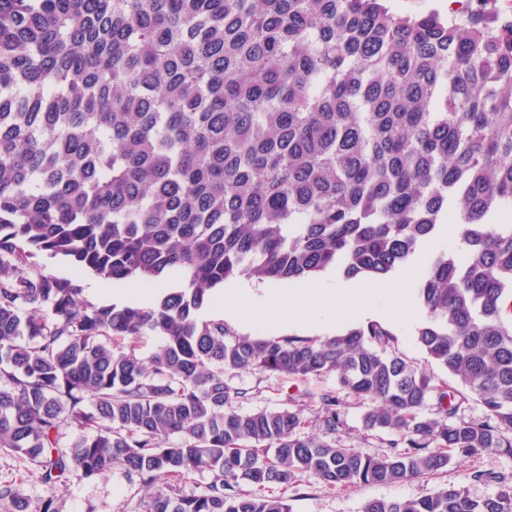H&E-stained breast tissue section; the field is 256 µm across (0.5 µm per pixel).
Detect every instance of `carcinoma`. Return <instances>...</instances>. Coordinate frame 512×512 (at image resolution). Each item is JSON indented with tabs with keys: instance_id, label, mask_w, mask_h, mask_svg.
I'll return each mask as SVG.
<instances>
[{
	"instance_id": "carcinoma-1",
	"label": "carcinoma",
	"mask_w": 512,
	"mask_h": 512,
	"mask_svg": "<svg viewBox=\"0 0 512 512\" xmlns=\"http://www.w3.org/2000/svg\"><path fill=\"white\" fill-rule=\"evenodd\" d=\"M505 204L512 21L386 0H0V449L45 483L119 465L154 489L148 512H292L275 489L307 477L348 489L512 455V225L488 223ZM450 212L464 256L427 266L416 336L461 391L376 323L316 341L197 318L235 277H385ZM40 255L74 276L44 274ZM84 270L112 284L176 271L182 287L96 305ZM149 333L161 345L147 362L112 348ZM246 369L335 375L389 452L314 436L299 410L238 412L249 391L224 374ZM309 397L324 434L345 428L336 393ZM472 401L484 414L467 420ZM197 471L210 474L198 494L161 485ZM470 479L498 491L363 512H512V475ZM5 499L59 512L1 484ZM388 4L392 10L401 14L437 13L448 17V0H389Z\"/></svg>"
}]
</instances>
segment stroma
Listing matches in <instances>:
<instances>
[{
	"mask_svg": "<svg viewBox=\"0 0 512 512\" xmlns=\"http://www.w3.org/2000/svg\"><path fill=\"white\" fill-rule=\"evenodd\" d=\"M459 248L458 239L445 228L434 241L425 244L412 261L398 267L392 274V280L405 288L408 306L402 317L382 322L383 327L394 335L398 352L436 380L446 381L453 387L457 386V379L449 377L417 342L415 329L423 321L425 314L416 300V287L431 257L442 251H456ZM343 283V277L332 269L307 282L276 286L269 283L259 284L255 293L243 301L242 311L248 316L244 322L224 319L220 310L222 294L217 291L199 311L198 317L203 321H223L227 331L236 336H299L323 340L343 334L359 323L358 309L344 306L333 314L319 313L321 326L317 329L285 321L276 323L268 316L265 294L272 290L284 295L297 294L310 303L313 302L316 292L336 289ZM225 379L232 386L249 389L251 397L242 403V411L298 409L307 418L310 433L316 435L320 434L321 429L310 396L322 390L337 392L346 418L345 429L336 437L337 444L370 456L386 450L380 433L363 427L364 405L346 391L340 390L335 376L323 375L301 381L280 374L238 370L226 373ZM477 468L510 473L512 456L489 454L462 459L441 470L433 478L408 480L393 485H366L347 490H330L312 480L299 493L289 494L288 500L293 512H362L364 503L370 499H417L452 485L467 487L471 495L482 497L490 494V486L470 481L468 478L469 473ZM0 484L13 485L19 496L32 505L47 498L54 499L60 512H146L149 496L148 489L137 478L128 476L120 466L114 467L110 474L100 478L84 479L74 476L65 482L46 484L40 480L31 465L5 451H0Z\"/></svg>",
	"mask_w": 512,
	"mask_h": 512,
	"instance_id": "obj_1",
	"label": "stroma"
}]
</instances>
